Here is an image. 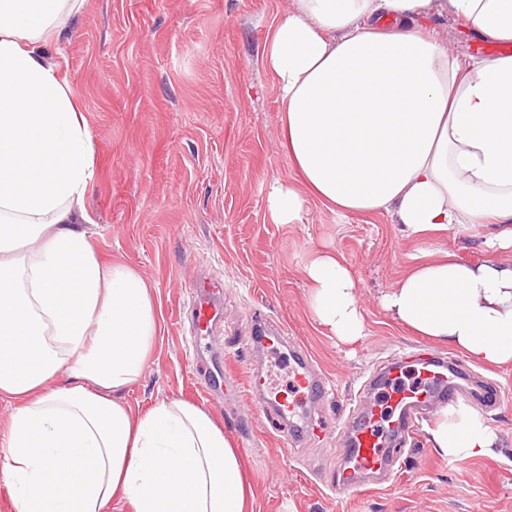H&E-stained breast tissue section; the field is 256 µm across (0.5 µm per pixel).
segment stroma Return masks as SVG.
Instances as JSON below:
<instances>
[{
  "label": "stroma",
  "instance_id": "1",
  "mask_svg": "<svg viewBox=\"0 0 512 512\" xmlns=\"http://www.w3.org/2000/svg\"><path fill=\"white\" fill-rule=\"evenodd\" d=\"M292 0H85L67 39L46 52L60 62L93 137L97 176L87 197L92 243L105 262L133 268L160 313L158 344L125 395L143 411L180 398L208 410L239 448L252 512H512V365L478 368L495 380L500 404L483 416L498 436L494 455L444 458L422 421L389 484L337 496L319 475L336 468L343 413L380 401L368 379L391 355L411 373L432 349L381 308L380 297L430 252L486 260L478 225L423 240L406 236L386 213L337 215L318 201L299 224L266 216L265 190L292 177L279 142L280 104L262 67L264 39ZM332 250L358 283L365 334L342 342L310 312L304 270ZM224 283V320L193 344L189 301L201 277ZM285 325L326 376L331 392L305 431L284 450L241 384L259 368L288 384L283 354L251 343L253 314Z\"/></svg>",
  "mask_w": 512,
  "mask_h": 512
}]
</instances>
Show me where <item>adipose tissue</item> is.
I'll use <instances>...</instances> for the list:
<instances>
[{
  "mask_svg": "<svg viewBox=\"0 0 512 512\" xmlns=\"http://www.w3.org/2000/svg\"><path fill=\"white\" fill-rule=\"evenodd\" d=\"M84 0H0V484L12 512H247L243 463L209 412L182 399L133 412L124 393L161 332L134 270L101 260L85 200L92 134L58 62ZM450 17L512 44V0H294L263 63L281 146L301 183L273 181L266 214L298 224L308 199L341 215L389 213L424 239L496 225L512 251V54L460 58L426 25ZM316 322L362 336L356 280L318 253L305 268ZM400 326L471 362L512 364V263L444 251L381 298ZM431 431L448 459L493 454L474 410Z\"/></svg>",
  "mask_w": 512,
  "mask_h": 512,
  "instance_id": "adipose-tissue-1",
  "label": "adipose tissue"
}]
</instances>
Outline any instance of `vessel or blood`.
<instances>
[{"label":"vessel or blood","mask_w":512,"mask_h":512,"mask_svg":"<svg viewBox=\"0 0 512 512\" xmlns=\"http://www.w3.org/2000/svg\"><path fill=\"white\" fill-rule=\"evenodd\" d=\"M190 309L193 337L210 334L224 316L222 284L207 279L197 281ZM289 366L307 402L316 404L325 399L327 380L305 347L297 344L290 348ZM420 374L429 382L427 389L399 390L390 394L383 407L371 408L365 414L344 415L346 443L336 451L340 465L335 474L325 479L337 494L360 493L385 485L411 441L419 415L432 405L455 403L463 394L459 380L466 371L454 357L426 352L420 360ZM263 408L284 426V446L298 442L302 418L296 402L274 394L265 399Z\"/></svg>","instance_id":"1"}]
</instances>
